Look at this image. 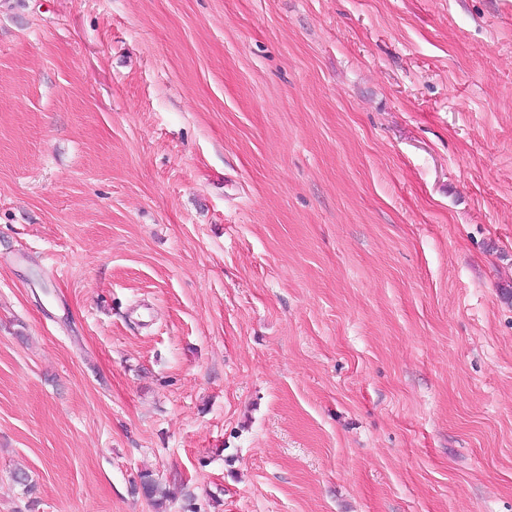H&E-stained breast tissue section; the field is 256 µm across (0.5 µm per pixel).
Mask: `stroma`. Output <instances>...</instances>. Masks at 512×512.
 Listing matches in <instances>:
<instances>
[{
  "label": "stroma",
  "instance_id": "stroma-1",
  "mask_svg": "<svg viewBox=\"0 0 512 512\" xmlns=\"http://www.w3.org/2000/svg\"><path fill=\"white\" fill-rule=\"evenodd\" d=\"M0 512H512V0H0Z\"/></svg>",
  "mask_w": 512,
  "mask_h": 512
}]
</instances>
